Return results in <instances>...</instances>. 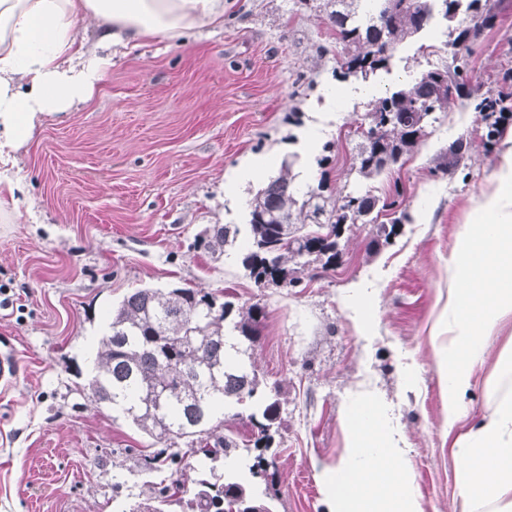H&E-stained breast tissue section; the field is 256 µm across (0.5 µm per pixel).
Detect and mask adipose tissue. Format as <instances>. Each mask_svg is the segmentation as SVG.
<instances>
[{"mask_svg":"<svg viewBox=\"0 0 512 512\" xmlns=\"http://www.w3.org/2000/svg\"><path fill=\"white\" fill-rule=\"evenodd\" d=\"M224 0H0V197L24 192L15 155L42 115L68 112L93 94L103 49L124 42L178 40L223 21ZM101 32L78 47L85 22ZM512 317V148L496 187L464 225L448 258V304L437 325L448 344L437 353L446 421L456 436V484L462 512H512V361L501 364L503 393L477 426L459 432L463 400L486 356V338ZM347 451L325 479L328 512H422L397 432L376 400L363 396L347 420Z\"/></svg>","mask_w":512,"mask_h":512,"instance_id":"1","label":"adipose tissue"}]
</instances>
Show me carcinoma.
I'll use <instances>...</instances> for the list:
<instances>
[{
    "mask_svg": "<svg viewBox=\"0 0 512 512\" xmlns=\"http://www.w3.org/2000/svg\"><path fill=\"white\" fill-rule=\"evenodd\" d=\"M360 0H319L326 12L340 51L334 73L339 81H363L388 69L397 48L416 38L444 7V18L456 22L448 31L447 45L456 56L471 42L478 28L495 18L492 0H372L373 10L358 15ZM382 18L375 26L373 18ZM465 86L436 67L367 104L364 123L357 127L360 143L352 169L357 177L375 178L413 153L427 135V127L462 98ZM294 161L282 163L280 174L261 189L249 204V241L242 265L254 283L293 286L297 270L288 261L306 258L301 266L336 263V228L345 224H373L375 209L398 203L380 202L368 194L333 198L317 186L299 196L292 174ZM314 224L315 231H303ZM240 230L215 224L204 247L218 260L236 245ZM232 303L217 293L198 288H142L112 308L109 334L95 358V371L87 395L120 412L158 449L139 458L140 471L150 475L186 462L193 471L209 470L210 478L196 479L193 487L175 479L150 487L136 512H167L174 502L186 500L190 512H226L228 499L271 512L256 495L251 479L264 471L266 459L256 456L247 472L233 477L215 474L214 462L237 454L239 445L224 435L225 403H251L246 419L257 431L254 447H269V431L278 419V402L256 398L259 385L226 350L225 323ZM263 310L258 305L238 313L232 329L249 342Z\"/></svg>",
    "mask_w": 512,
    "mask_h": 512,
    "instance_id": "obj_1",
    "label": "carcinoma"
}]
</instances>
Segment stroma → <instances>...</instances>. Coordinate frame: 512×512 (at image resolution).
I'll list each match as a JSON object with an SVG mask.
<instances>
[{"mask_svg": "<svg viewBox=\"0 0 512 512\" xmlns=\"http://www.w3.org/2000/svg\"><path fill=\"white\" fill-rule=\"evenodd\" d=\"M440 19L371 78L385 94L448 65ZM434 45L424 54L420 45ZM336 41L315 0H226L224 23L178 41L107 51L91 99L44 115L13 169L26 184L0 208V356L18 376L0 385V512H129L147 476L152 441L84 387L112 308L141 288L192 287L257 304L256 343L241 341L258 393L279 385V416L256 481L273 512H327L322 476L345 451L346 415L372 391L400 428L423 512H460L449 453L446 396L436 365L447 334L448 256L472 208L494 187L507 149L487 141L478 104L512 73V0L467 49L472 87L428 129L420 147L373 180L351 170L355 129L370 100L364 83L338 82ZM344 91L337 106L328 95ZM315 125L332 152L299 155L310 185L338 197L371 192L401 204L376 223L348 224L334 269L306 266L293 287H256L230 248L212 260L200 243L215 224L246 226L248 203L271 168L226 197L227 173L254 154L278 153ZM395 223L391 238L377 227ZM367 289L362 320L351 286ZM512 347V318L488 341L464 427L496 399L495 366Z\"/></svg>", "mask_w": 512, "mask_h": 512, "instance_id": "1", "label": "stroma"}]
</instances>
